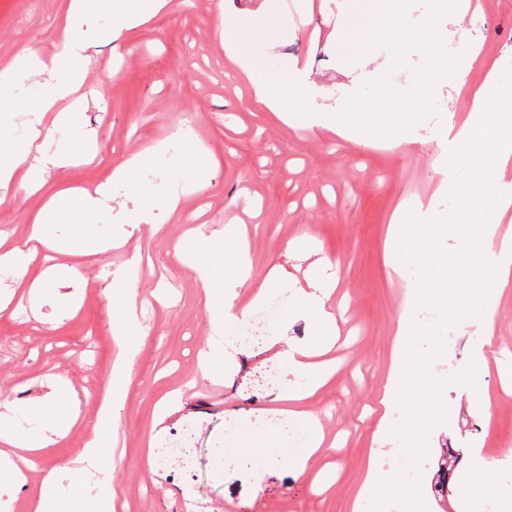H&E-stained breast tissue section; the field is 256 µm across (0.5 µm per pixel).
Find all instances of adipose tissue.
<instances>
[{
  "mask_svg": "<svg viewBox=\"0 0 512 512\" xmlns=\"http://www.w3.org/2000/svg\"><path fill=\"white\" fill-rule=\"evenodd\" d=\"M72 11L65 22L56 51L49 56L28 48L0 65V89L9 86L17 71L25 70L41 76L43 93L28 124L24 138L0 137V204L6 203L10 189L36 191L47 172L69 166L77 156H89V142L71 145L57 140L60 131L75 121L73 111L59 110L61 101L80 106L77 91L88 76L86 44L81 28L87 16L106 14L110 25L101 33L103 39L116 40L123 32L142 26L165 5L166 0H72ZM465 0H434L431 14L420 23L409 20V0H391L388 11L377 13L371 0H344L343 10L349 23L338 33L340 40L357 45L371 53L374 45L387 44L399 49H420L427 60L422 79L452 87L460 86L467 69L478 63V56L456 62L448 57L430 36L440 16L461 10ZM224 45V55L246 79L255 76V48L263 43L275 47L289 33L288 20L278 0H261L252 10L237 11L232 25L217 26ZM255 96L267 109L289 125L299 129H327L359 140L388 141L401 147L417 142L422 126L419 113L398 112L396 103L376 102L355 112L329 113L314 106L317 95L314 82L306 71L295 69L277 95H269L263 85L256 84ZM54 113L51 127H44V113ZM432 139L449 163L465 162L472 172L468 183L448 176L444 186L457 195V211L440 215L415 207L398 208L393 216L386 251L393 271H400L401 259L420 267H436L438 281L418 280L410 284L408 300L401 308L395 331V351L390 371L377 400L378 437L400 440L404 426L415 423L419 431L414 450H426L429 433L443 420L446 409L425 390L430 385L434 355H409L405 344L416 331L414 308L428 300L441 303L446 294H454L450 310L452 321L462 327H473L476 339L473 358L485 362L486 351L493 343V325L504 286L512 280V231L501 227V221L512 208V185L504 180L512 165V89L493 90L482 84L471 91V110L463 120H448L436 127ZM111 186L100 185L95 193L66 192L52 198L35 216L30 242L0 250V266L24 270L33 259L37 244L50 241L54 224L64 219L93 225L104 218L103 202ZM458 226L466 237L477 241L476 249L464 253L442 250L431 232L439 225ZM184 246L194 261L197 276L205 290L214 328L223 333L224 343L211 347L203 355L208 371H224V358L234 338L230 331L240 318L234 312L239 290L251 279V266L241 246L236 225H226L223 236L187 237ZM336 282L317 278L313 289L301 293L288 314L289 321L309 324L313 333L307 338L284 337V348L276 357L288 366L293 379L274 396L278 415L296 423L298 437L281 436L268 450L275 458L285 460L299 476L310 474L321 457L326 442L317 415L304 404L332 377L334 370L323 354L330 351L339 326L330 305ZM135 287L116 284L107 293L112 308V338L119 354L112 364L108 400L102 405L93 435L81 452V461L95 470H113L112 438L124 408L127 386L134 360L139 352L137 338L140 324L133 306ZM31 415L47 420V428L25 434L16 430L9 417L0 412V489L5 484H20L25 476L19 468L22 454L46 447L76 421L70 404L50 402L31 407ZM397 481L377 468H368L362 485L352 502V512H378L381 500L399 492Z\"/></svg>",
  "mask_w": 512,
  "mask_h": 512,
  "instance_id": "obj_1",
  "label": "adipose tissue"
}]
</instances>
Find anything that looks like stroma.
Listing matches in <instances>:
<instances>
[{
    "mask_svg": "<svg viewBox=\"0 0 512 512\" xmlns=\"http://www.w3.org/2000/svg\"><path fill=\"white\" fill-rule=\"evenodd\" d=\"M216 3L196 0L188 8L183 0H168L116 46L96 36L105 17L89 21L90 74L82 88L87 104L64 136L75 143L93 139L96 154L51 173L36 193L10 192L8 203L0 206V230L9 232L12 243L24 244L31 217L57 193L91 191L108 182L112 216L95 231L112 239L113 246L94 254L77 248L49 261L39 254L21 275L0 268V287L15 291L0 312V411L17 410L19 430L37 432L43 423L26 415L27 406L48 394L55 376L70 382L77 422L40 453L41 468L61 469L60 497L70 505L71 488L85 489L92 481L76 458L96 421L97 401L118 353L105 289L132 279L143 332L117 429L116 512H351L369 465L394 474L405 492L426 493L430 466L443 445L466 452L478 440L488 455L507 454L512 450V378L498 364H512V282L498 308L495 343L482 374L491 401L488 416L478 418L455 385L469 361L455 343L468 340V333L449 319L446 309L428 304L418 310L420 329L412 347L440 354L434 376L438 398L448 407L447 426L430 435L429 453L417 455L409 467L403 454L376 442L375 421L366 412L391 366L396 318L410 284L385 263L392 214L402 203L423 199L437 212L456 207L457 198L440 187L446 162L429 137L449 114L469 111L466 90L481 85L489 67L512 82V0H483L482 13L446 17L432 30V38L446 41L456 59L465 58L470 44L480 45L483 62L464 74L465 92L422 81V52H404L387 89L422 108L424 127L418 142L398 148L325 130H299L257 104L252 86L227 67L216 34ZM283 4L296 17L295 32L274 50L257 47V80L277 93L289 61L296 59L308 65L323 88L316 99L323 110L346 112L377 100L382 89L369 77L374 62L336 37L344 23L339 0ZM70 6L71 0H0V55L10 57L29 46L51 53ZM41 83L27 71L16 73L9 93L22 108L0 111V132L25 136ZM181 122L215 161L204 191L194 189V174L176 172V151L139 173L146 186L181 188L176 212H169L159 197L134 199L126 186L111 182L115 167L168 144L173 126ZM133 206L150 212L151 226L136 229L124 223L122 209ZM190 213L195 216L191 227L209 237L242 218L253 283L272 279L268 298L278 305L265 342L237 347L220 375L203 374L198 365L213 328L202 284L189 256L178 248L191 228L184 222ZM306 232L332 262L339 325L336 373L309 404L336 440L323 454L314 480L296 476L265 452L267 436L281 430L280 420L270 413L271 394L289 379L285 364L267 346L287 330L283 323L297 296L310 288L307 264L297 252V239ZM52 265L74 275L71 296L35 308L30 287L41 285L44 295L51 296L44 276ZM287 331L298 338L310 333L302 321ZM90 343L95 346L91 354L85 351ZM171 397L178 399L180 410L158 422L159 404ZM188 426L195 436L191 469L160 465L155 443ZM246 427L255 431V439L241 449L237 461L225 462L226 440Z\"/></svg>",
    "mask_w": 512,
    "mask_h": 512,
    "instance_id": "35a3bbf8",
    "label": "stroma"
}]
</instances>
